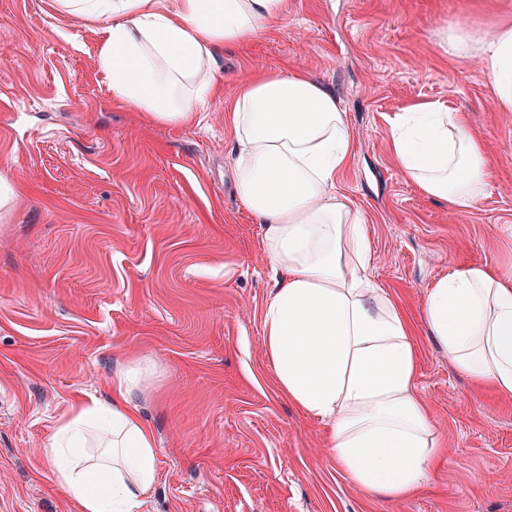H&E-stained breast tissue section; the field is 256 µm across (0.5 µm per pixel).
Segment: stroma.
Instances as JSON below:
<instances>
[{"label": "stroma", "mask_w": 512, "mask_h": 512, "mask_svg": "<svg viewBox=\"0 0 512 512\" xmlns=\"http://www.w3.org/2000/svg\"><path fill=\"white\" fill-rule=\"evenodd\" d=\"M512 23V0H288L245 47L222 49L221 90L199 123L113 106L97 68L99 23L55 0H0V512H77L47 455L77 399L131 398L156 441L142 512H512V398L475 386L430 336L423 308L449 266L512 281V112L476 58L441 30ZM302 70L336 94L352 137L337 188L360 209L370 277L414 331V390L446 450L412 495L359 488L325 424L277 385L261 311L275 287L261 226L234 187L225 122L240 84ZM418 101L467 115L492 159L469 211L425 197L388 150L390 120Z\"/></svg>", "instance_id": "obj_1"}]
</instances>
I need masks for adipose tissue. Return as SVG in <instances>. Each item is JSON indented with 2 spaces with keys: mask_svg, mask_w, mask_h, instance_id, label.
I'll return each instance as SVG.
<instances>
[{
  "mask_svg": "<svg viewBox=\"0 0 512 512\" xmlns=\"http://www.w3.org/2000/svg\"><path fill=\"white\" fill-rule=\"evenodd\" d=\"M101 22L98 68L114 105L166 125L194 123L214 93L216 54L252 42L288 0H57ZM449 57L477 58L502 111L512 112V25L479 36L441 33ZM239 146L236 187L262 227L276 286L262 311L281 393L326 423L337 465L368 493L415 490L441 453L414 393L410 322L369 277L361 214L336 189L351 135L335 94L305 72L244 81L228 114ZM389 152L429 199L471 209L490 157L464 113L408 105L390 122ZM429 331L449 363L512 398V284L487 264L449 268L428 288ZM141 366L117 370L109 400L77 403L47 450L52 478L78 512H140L156 482V442L131 408ZM95 434L99 453L80 451Z\"/></svg>",
  "mask_w": 512,
  "mask_h": 512,
  "instance_id": "1",
  "label": "adipose tissue"
}]
</instances>
